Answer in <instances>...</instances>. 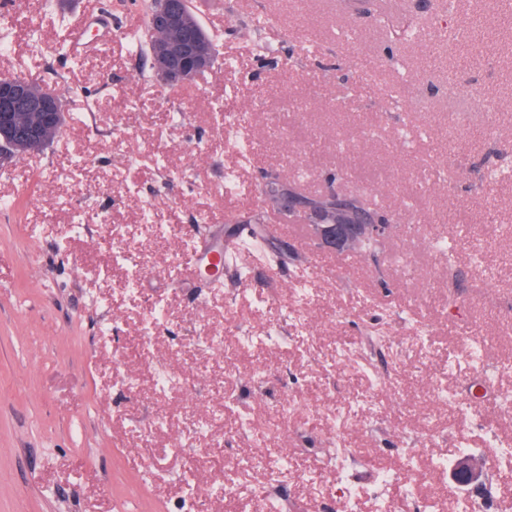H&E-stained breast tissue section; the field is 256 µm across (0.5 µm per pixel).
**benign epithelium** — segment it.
Returning a JSON list of instances; mask_svg holds the SVG:
<instances>
[{
	"mask_svg": "<svg viewBox=\"0 0 512 512\" xmlns=\"http://www.w3.org/2000/svg\"><path fill=\"white\" fill-rule=\"evenodd\" d=\"M148 32L152 58L163 85L182 86L212 69V50L197 34L190 33L187 17L170 0H159ZM63 119L62 103L52 91H35L32 80L22 76L1 80L0 160L40 151ZM264 201L276 211L309 224L319 244L336 254L390 231V224L382 215L366 208H352L347 197L336 202L334 224L325 223L322 212L303 206L286 189L276 195H264ZM452 476L455 484L468 486L478 480L479 471L470 456L461 454Z\"/></svg>",
	"mask_w": 512,
	"mask_h": 512,
	"instance_id": "1",
	"label": "benign epithelium"
}]
</instances>
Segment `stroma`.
<instances>
[{"mask_svg": "<svg viewBox=\"0 0 512 512\" xmlns=\"http://www.w3.org/2000/svg\"><path fill=\"white\" fill-rule=\"evenodd\" d=\"M76 2L13 0L0 54V76L53 90L67 115L60 138L0 164V198L14 201L0 210V512H173L189 466L205 512H267L250 481L237 500L220 493L233 459L252 455L291 458L282 489L298 512H339L346 484L357 512H414L449 472L411 493L376 472L399 470L409 448L424 466L462 447L484 467L467 494L512 512V467L495 464L512 444V30L497 0H192L224 37L211 71L175 94L117 34L66 58ZM460 23L468 42L437 37ZM269 174L368 199L393 229L376 249L324 252L265 205ZM75 198L123 225L137 291L99 225L71 237ZM145 207L176 235L139 226ZM272 218L285 232L253 239ZM230 236L223 282L174 272ZM153 301L166 315L145 341ZM271 329L285 348L261 345ZM173 368L183 385L157 396L155 374ZM283 400L286 432L267 440ZM205 412L218 416L210 454L171 457ZM331 448L351 460L331 465ZM152 461L169 481L148 477Z\"/></svg>", "mask_w": 512, "mask_h": 512, "instance_id": "35a3bbf8", "label": "stroma"}]
</instances>
